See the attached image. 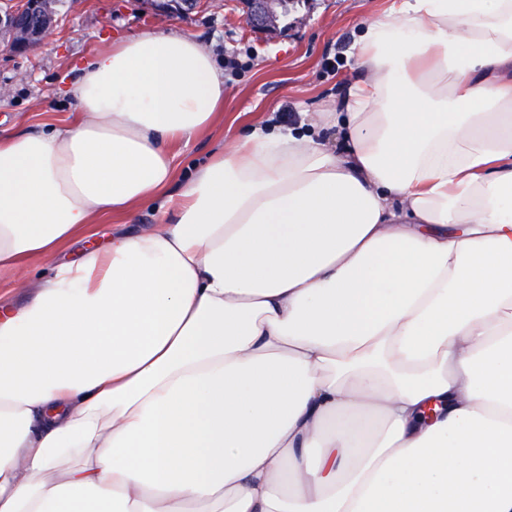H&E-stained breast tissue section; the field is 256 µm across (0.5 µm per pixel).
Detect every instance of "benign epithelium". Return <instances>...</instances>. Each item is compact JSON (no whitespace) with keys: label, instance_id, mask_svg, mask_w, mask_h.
<instances>
[{"label":"benign epithelium","instance_id":"benign-epithelium-1","mask_svg":"<svg viewBox=\"0 0 512 512\" xmlns=\"http://www.w3.org/2000/svg\"><path fill=\"white\" fill-rule=\"evenodd\" d=\"M242 20L253 32L267 34L279 29L276 5L288 0H239ZM148 12L155 17L183 18L208 7L211 0H143ZM45 0H18V4L0 10V44L11 52H27L49 38L56 22L50 20L35 27L25 23L26 18L41 17Z\"/></svg>","mask_w":512,"mask_h":512}]
</instances>
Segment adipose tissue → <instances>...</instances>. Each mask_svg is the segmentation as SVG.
Wrapping results in <instances>:
<instances>
[{
  "label": "adipose tissue",
  "instance_id": "ef3b65f1",
  "mask_svg": "<svg viewBox=\"0 0 512 512\" xmlns=\"http://www.w3.org/2000/svg\"><path fill=\"white\" fill-rule=\"evenodd\" d=\"M349 55L172 195L224 100L175 29L0 141V269L50 264L0 316V512H512V0H399ZM165 196H161L156 202L142 205L134 209L132 215L109 214L100 217L97 222L89 228L85 235L81 234L62 246L56 255L59 262L69 261L77 257L86 241L94 240L104 243L106 238L112 234V224H154L158 218V209L165 202Z\"/></svg>",
  "mask_w": 512,
  "mask_h": 512
}]
</instances>
